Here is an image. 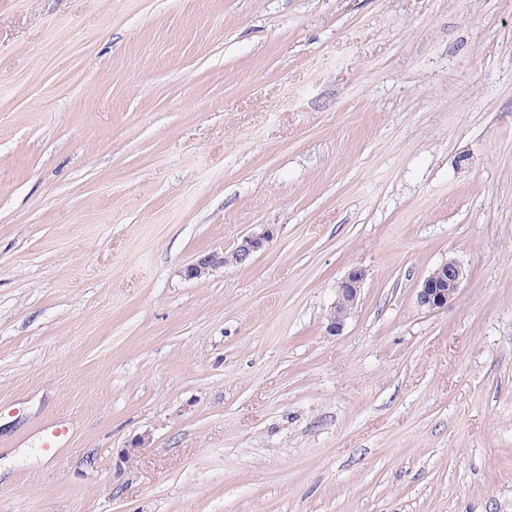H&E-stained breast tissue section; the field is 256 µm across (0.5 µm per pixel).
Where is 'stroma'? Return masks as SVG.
I'll use <instances>...</instances> for the list:
<instances>
[{"instance_id":"stroma-1","label":"stroma","mask_w":512,"mask_h":512,"mask_svg":"<svg viewBox=\"0 0 512 512\" xmlns=\"http://www.w3.org/2000/svg\"><path fill=\"white\" fill-rule=\"evenodd\" d=\"M4 458L0 512H512V0H0ZM270 233L269 230H265L260 234L243 236L228 253L226 251H213L200 256L184 268L185 278L188 280L200 279L209 274L210 271L224 267V265H245L249 263L254 255L269 242L272 236ZM467 277L464 266L457 260H448L437 266L425 279L417 293L420 307L440 311L455 301ZM365 279V272L361 269H352L338 284L336 300L330 308L327 330L331 335H338L343 331L347 319L358 305Z\"/></svg>"}]
</instances>
